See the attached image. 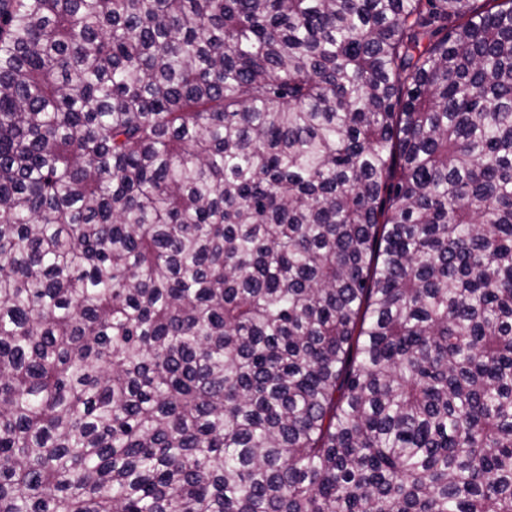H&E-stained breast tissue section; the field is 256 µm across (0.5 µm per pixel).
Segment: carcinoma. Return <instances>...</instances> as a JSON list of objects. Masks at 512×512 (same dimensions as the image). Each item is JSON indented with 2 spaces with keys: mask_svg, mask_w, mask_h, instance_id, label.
Returning <instances> with one entry per match:
<instances>
[{
  "mask_svg": "<svg viewBox=\"0 0 512 512\" xmlns=\"http://www.w3.org/2000/svg\"><path fill=\"white\" fill-rule=\"evenodd\" d=\"M0 512H512V0H0Z\"/></svg>",
  "mask_w": 512,
  "mask_h": 512,
  "instance_id": "cac0c4a2",
  "label": "carcinoma"
}]
</instances>
